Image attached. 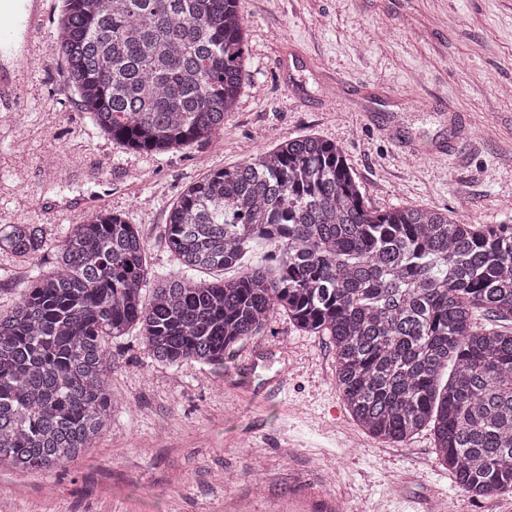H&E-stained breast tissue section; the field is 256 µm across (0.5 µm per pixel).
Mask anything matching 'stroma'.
<instances>
[{"mask_svg": "<svg viewBox=\"0 0 512 512\" xmlns=\"http://www.w3.org/2000/svg\"><path fill=\"white\" fill-rule=\"evenodd\" d=\"M247 80L222 138L149 155L112 142L53 53L61 0L13 63L0 109V226L39 224L48 244L88 216L85 194L134 224L152 271L177 268L162 228L184 189L282 140L342 146L366 204L447 209L469 224L512 214V0H243ZM447 143L437 157L432 147ZM30 265L0 253V309ZM114 412L81 458L43 473L0 466V512H273L322 466L347 512H512V495L471 498L440 469L429 432L389 445L359 430L336 388L327 338L274 315L220 368L165 366L138 332L110 340ZM286 346L289 377L261 400L254 346ZM299 443L285 453L286 437Z\"/></svg>", "mask_w": 512, "mask_h": 512, "instance_id": "35a3bbf8", "label": "stroma"}]
</instances>
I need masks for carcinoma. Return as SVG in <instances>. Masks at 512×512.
Returning <instances> with one entry per match:
<instances>
[{
  "label": "carcinoma",
  "mask_w": 512,
  "mask_h": 512,
  "mask_svg": "<svg viewBox=\"0 0 512 512\" xmlns=\"http://www.w3.org/2000/svg\"><path fill=\"white\" fill-rule=\"evenodd\" d=\"M63 4L56 52L112 142L162 154L224 130L246 72L242 0ZM164 240L179 268L156 277L134 225L92 215L0 309V463L52 471L94 446L113 409L106 339L137 328L159 363L222 366L284 313L328 337L365 433L398 445L428 430L459 488L512 494V224L374 210L341 146L306 135L190 185ZM45 247L40 224L0 227L1 252L33 262Z\"/></svg>",
  "instance_id": "obj_1"
}]
</instances>
